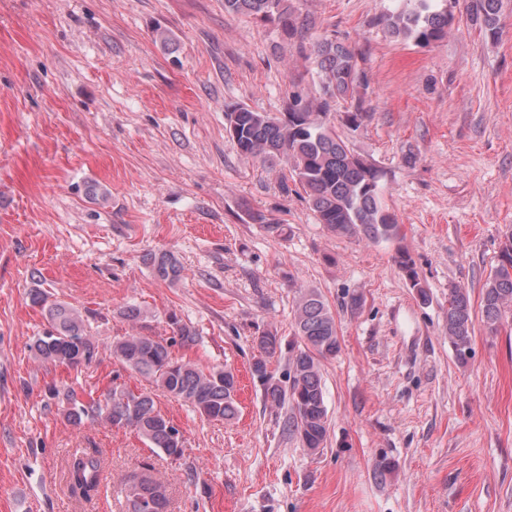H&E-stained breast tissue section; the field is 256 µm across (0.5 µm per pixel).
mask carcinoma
Instances as JSON below:
<instances>
[{
  "instance_id": "obj_1",
  "label": "carcinoma",
  "mask_w": 512,
  "mask_h": 512,
  "mask_svg": "<svg viewBox=\"0 0 512 512\" xmlns=\"http://www.w3.org/2000/svg\"><path fill=\"white\" fill-rule=\"evenodd\" d=\"M410 11H399L385 18L388 32L395 37L428 44L448 32V10L436 9V0H414ZM501 0H472V11L482 19L485 32L494 38L499 33ZM224 12L276 21L291 32L298 30L284 0H224ZM320 71V92L306 104L296 100L285 117H275L239 105L226 113L236 116L238 133L234 142L240 154L274 163L291 161L297 181L308 196L319 223L335 235L359 236L367 240L390 239L398 224L379 192L380 174L370 164L351 153L336 131L320 121L331 104L354 98L358 84L354 49L341 41L324 39L314 46ZM154 274L163 281L181 278L183 267L168 253H148L143 257ZM32 302L43 307L48 328L32 337L29 349L33 358L44 364L72 368L96 361L99 350L90 326L81 311L65 302L47 303V295L33 290ZM512 310V231L505 235L489 283L481 300V320L495 330L503 316ZM475 316L469 292L461 287L448 290L447 333L456 360L465 365L472 356ZM293 347L288 369V388L275 383L265 387L267 400L288 401L295 432L302 447L316 452L324 447L328 434V414L324 400L321 361L335 357L341 349L336 319L322 294L315 288L300 290L294 305ZM196 333L177 325L173 336L157 339L139 333L112 341V355L124 367L148 378L155 387L190 404L200 414L216 421L237 418V379L222 367L203 368L173 355L172 348L190 347ZM259 356L253 373L267 380V359L280 348L276 334L266 332L256 338ZM52 396L70 404L67 417L76 425L93 414L116 427L130 428L170 457L183 454L180 430L155 406L150 393L114 385L103 398L85 405L76 392L53 390ZM66 482L72 496L89 499L102 483V461L84 449L69 459ZM127 512H166L167 489L146 474L134 475L124 487Z\"/></svg>"
}]
</instances>
